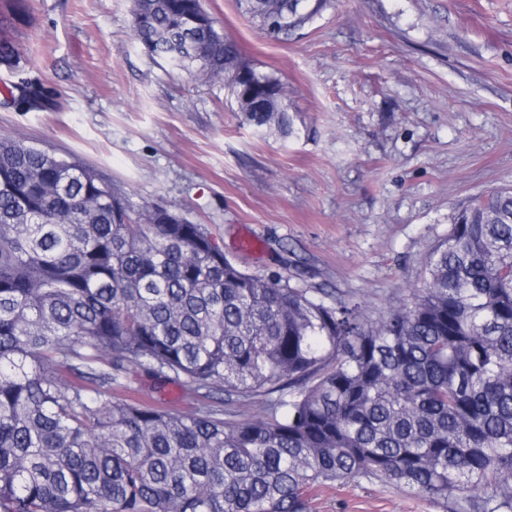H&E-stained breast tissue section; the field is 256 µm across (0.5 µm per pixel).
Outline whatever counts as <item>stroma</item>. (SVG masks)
Here are the masks:
<instances>
[{
    "mask_svg": "<svg viewBox=\"0 0 512 512\" xmlns=\"http://www.w3.org/2000/svg\"><path fill=\"white\" fill-rule=\"evenodd\" d=\"M202 3L240 62L284 84L292 136L250 124L223 81L148 53L131 0L0 14L21 49L0 84L36 79L54 98L24 112L0 93V135L83 161L134 207L203 225L250 274L354 300L374 321L400 307L455 215L512 188V0H327L279 39L236 0ZM244 230L257 253L237 247ZM112 399L195 410L133 363ZM310 512L444 509L360 479L313 490Z\"/></svg>",
    "mask_w": 512,
    "mask_h": 512,
    "instance_id": "1",
    "label": "stroma"
}]
</instances>
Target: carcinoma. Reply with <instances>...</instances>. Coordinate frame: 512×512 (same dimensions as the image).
I'll use <instances>...</instances> for the list:
<instances>
[{
    "label": "carcinoma",
    "mask_w": 512,
    "mask_h": 512,
    "mask_svg": "<svg viewBox=\"0 0 512 512\" xmlns=\"http://www.w3.org/2000/svg\"><path fill=\"white\" fill-rule=\"evenodd\" d=\"M325 0H239L274 37ZM134 38L221 79L236 48L201 0H132ZM190 41L194 54L176 49ZM19 46L0 36V67ZM247 112L294 134L287 96ZM134 209L93 169L0 137V512H307L382 479L452 512H512V189L476 196L421 286L372 324L240 269L199 224ZM111 357L110 369L99 366ZM180 386V415L112 402L124 364ZM51 364L80 382L57 385ZM265 397L236 422L222 406Z\"/></svg>",
    "instance_id": "1"
}]
</instances>
